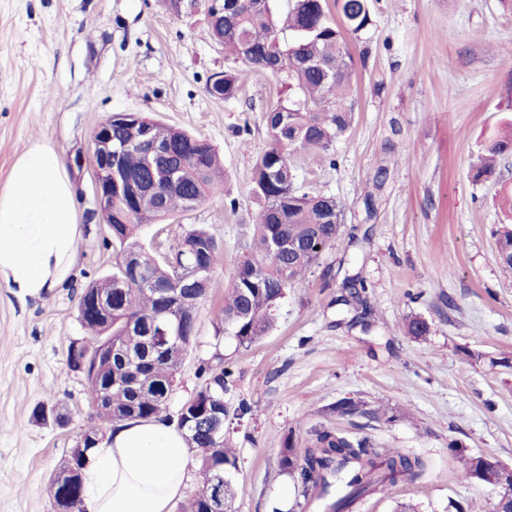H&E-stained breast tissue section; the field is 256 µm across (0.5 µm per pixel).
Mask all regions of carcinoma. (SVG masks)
I'll list each match as a JSON object with an SVG mask.
<instances>
[{"label":"carcinoma","mask_w":512,"mask_h":512,"mask_svg":"<svg viewBox=\"0 0 512 512\" xmlns=\"http://www.w3.org/2000/svg\"><path fill=\"white\" fill-rule=\"evenodd\" d=\"M223 6L203 11L210 35L232 56V66L224 70V89L230 99L240 89L242 63L251 71L285 75L294 82V93L263 113L271 138L270 147L257 159L251 172L253 191L260 202L258 224L254 225L248 252L239 260L217 314L212 345L215 352L200 368L205 380L199 390L185 399L176 417L168 413V401L161 398L170 380L180 369L188 349L196 342V309L208 293L211 279L199 283V291L187 296L171 310L170 316L188 323L184 340L167 348L155 367L140 370L142 395L135 399L119 386L112 387V414H99L84 430L103 434L107 427L131 419L158 418L176 421L184 431L188 447L200 461L202 489L182 512H228L236 495L232 476L238 470L236 450L226 446L219 433L212 439L195 434L185 421L206 409L224 408V396L233 387L231 372L223 367L224 342L250 347L269 334L274 326V310L288 289L301 284L318 263L322 252L343 236V208L336 198L295 184L292 155L298 150L329 151L352 127L357 102L352 95L354 59L346 36L359 35L373 25L367 0H336L341 21L329 16L327 0H294L286 26L277 28L270 0H222ZM149 130L153 140L178 148L176 185L164 186L165 204L156 194H147L129 184L112 192V213L104 214L112 224V247L116 261L112 273L91 282V288L127 289L124 307H115L112 329L78 313L81 325L90 331L86 348L96 350L107 337L112 341L141 346V332L130 320H151L159 311V300L151 288H178L197 266L214 270L221 253L214 237L203 227L182 231L176 246L161 256L139 240L143 227L158 223L178 211H188L208 197L223 193V170L211 143L186 132L162 126L132 112L112 114V136L121 142L129 125ZM512 155V132H493L480 162L470 170L472 181L484 182L495 175L497 162ZM146 165L142 151L130 145L122 149L121 168L137 174ZM497 254L512 256V224L495 230ZM136 256V268L125 263L127 254ZM343 294L336 303L351 315L350 322L367 324V297L364 280L357 274L342 282ZM431 325L420 316L409 318L404 333L424 339ZM89 399H94L106 376L102 364L91 358L81 370ZM330 412L339 417L359 416L371 421L392 423L410 418V413L390 405H370L346 399ZM307 443L298 448L293 433L283 440L279 466L283 473L301 483L304 495H312L323 512H357L362 499L382 491L387 484L414 482L425 477L426 460L401 448H382L370 437L316 423L308 430Z\"/></svg>","instance_id":"cac0c4a2"}]
</instances>
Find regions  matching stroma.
Returning a JSON list of instances; mask_svg holds the SVG:
<instances>
[{
	"instance_id": "stroma-1",
	"label": "stroma",
	"mask_w": 512,
	"mask_h": 512,
	"mask_svg": "<svg viewBox=\"0 0 512 512\" xmlns=\"http://www.w3.org/2000/svg\"><path fill=\"white\" fill-rule=\"evenodd\" d=\"M373 25L348 39L358 112L327 153L293 155L297 184L334 196L356 245L337 242L281 301L273 330L250 348L224 347L236 381L231 405L251 411L230 424L238 450L234 512H309L282 473L285 435L304 444L324 421L423 457L427 476L364 498L359 512H493L498 492L461 476L448 446L512 465V273L493 232L512 212V156L496 179L470 166L488 136L512 119V0H370ZM228 65L203 14L176 17L163 0H0V191L33 143L54 146L76 184L83 234L64 288L17 299L0 282V512H54L48 487L93 409L84 378L67 367L84 289L112 270L115 253L94 203L92 133L115 112H139L208 140L224 165V193L148 226L165 254L184 228L205 227L221 263L197 309L198 339L168 403L177 412L213 354L215 313L249 242L259 203L251 170L270 138L261 115L287 99V81L250 71L234 99L210 97V75ZM387 168L385 183L375 175ZM367 286L368 326L335 304L349 274ZM432 326L404 335L409 316ZM409 410L377 423L330 414L337 400ZM63 406L67 425L36 416Z\"/></svg>"
}]
</instances>
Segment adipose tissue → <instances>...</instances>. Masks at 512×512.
<instances>
[{
  "label": "adipose tissue",
  "mask_w": 512,
  "mask_h": 512,
  "mask_svg": "<svg viewBox=\"0 0 512 512\" xmlns=\"http://www.w3.org/2000/svg\"><path fill=\"white\" fill-rule=\"evenodd\" d=\"M81 232L77 196L59 154L34 144L0 192V281L21 299L63 287ZM187 460L176 425L154 418L115 425L82 472L86 512H171Z\"/></svg>",
  "instance_id": "obj_1"
}]
</instances>
